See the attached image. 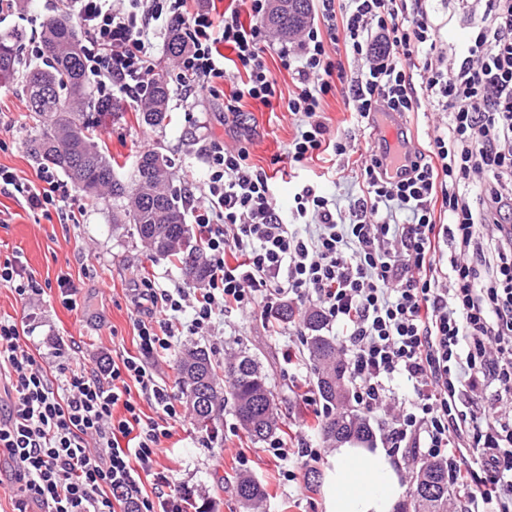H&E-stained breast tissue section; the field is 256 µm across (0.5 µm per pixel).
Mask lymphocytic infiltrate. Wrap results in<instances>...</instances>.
I'll use <instances>...</instances> for the list:
<instances>
[{
    "instance_id": "f902f5d3",
    "label": "lymphocytic infiltrate",
    "mask_w": 512,
    "mask_h": 512,
    "mask_svg": "<svg viewBox=\"0 0 512 512\" xmlns=\"http://www.w3.org/2000/svg\"><path fill=\"white\" fill-rule=\"evenodd\" d=\"M241 2L217 20L188 0H72L99 95L140 107L154 72L150 26L176 24L190 44L176 74L186 97L217 95V82L242 72L225 111L250 98L289 112L290 164L353 151L352 135L330 134L322 119L330 94L359 123L430 102L448 130L423 151L404 131L396 144L366 146L349 208L306 186L288 214L247 147L203 145L208 191L187 205L210 254L208 283L191 293L142 279L132 298L137 351L107 374L47 370L16 323L0 320V454L15 464L16 512H117L126 498L136 512H180L173 471L156 458L186 414L153 358L175 335L210 333L220 314L269 312L287 298L316 302L340 330L366 412L385 411L395 378L411 384L386 437L392 452L447 460L466 498L460 512H512V0H485L450 66L426 0H320L321 25L304 32L299 52H279L290 96L265 63L268 0ZM337 42L349 63L332 60ZM1 191L43 216L76 219L67 183L50 171L31 181L0 167ZM0 283L22 299L44 292L16 253L0 260Z\"/></svg>"
}]
</instances>
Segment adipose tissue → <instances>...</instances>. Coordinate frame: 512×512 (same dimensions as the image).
I'll use <instances>...</instances> for the list:
<instances>
[{
  "instance_id": "1",
  "label": "adipose tissue",
  "mask_w": 512,
  "mask_h": 512,
  "mask_svg": "<svg viewBox=\"0 0 512 512\" xmlns=\"http://www.w3.org/2000/svg\"><path fill=\"white\" fill-rule=\"evenodd\" d=\"M324 491L325 512H395L403 492L398 463L385 449L342 443Z\"/></svg>"
}]
</instances>
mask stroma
<instances>
[{
	"instance_id": "1",
	"label": "stroma",
	"mask_w": 512,
	"mask_h": 512,
	"mask_svg": "<svg viewBox=\"0 0 512 512\" xmlns=\"http://www.w3.org/2000/svg\"><path fill=\"white\" fill-rule=\"evenodd\" d=\"M60 10L55 0H26L19 16L0 23V33L22 30L25 47H34L39 40L40 20ZM483 10L479 0H441L437 4L448 55L459 52L471 35L474 14ZM166 35L165 29H155L150 51L156 70L164 71L169 78L170 123L146 126L126 108L102 118L95 132L98 141L120 163V178L129 180L138 154L152 149L170 160L177 190L204 196L208 188L199 147L213 140L230 147H247L254 164L270 168L272 157L281 153L296 133L289 114L269 111L252 99L243 101L239 115L225 111L220 97L185 99L175 64L164 54ZM35 127V115L28 110L21 86L0 87V166L23 179H35L41 168L27 148ZM357 174L356 164L344 157L337 158L331 174L324 162H307L296 168L294 176L276 180V204L283 212H290L301 182L316 183L320 190L339 194L341 204H348L359 191ZM71 195L80 215L77 223L62 224L29 210L21 196L0 193V256L20 251L39 280L53 283L43 295L25 300L0 285V318L16 322L22 332L21 341L30 352L45 354L51 362L73 368L86 363L106 369L117 355L136 350L130 295L134 284L149 274L164 288H183L187 282L168 259L151 254L133 225L113 223L112 214L120 210L121 200L108 197L95 201L76 188ZM62 275L70 277L79 291L76 309L62 304L54 286ZM296 328L293 321L270 326L260 309L228 312L212 335L178 337L174 354L158 361L157 373L175 391L179 388L177 355L185 349L204 347L218 362L247 352L258 359L267 377L277 405L278 433L283 436L306 412L298 396L299 382L313 378ZM289 349L295 356L288 362L283 355ZM307 442L319 450L320 458L310 464L309 474L299 475L296 481L279 484L280 464L269 457L253 467L252 477L268 487L265 512H325L323 476L334 447L315 430L309 431ZM256 451V444L245 437L235 416L227 412L218 424L216 438L196 433L189 424L177 429L164 440L158 464L173 469L177 487L215 502V512H249L236 497L234 486L242 473L239 457H253Z\"/></svg>"
}]
</instances>
